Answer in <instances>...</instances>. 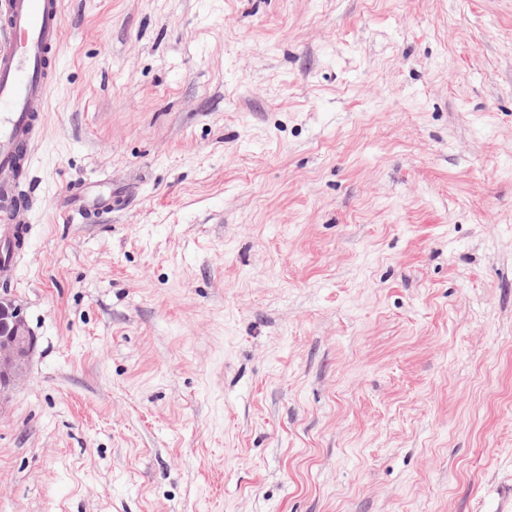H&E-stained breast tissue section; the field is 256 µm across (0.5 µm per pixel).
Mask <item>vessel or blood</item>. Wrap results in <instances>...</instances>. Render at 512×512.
<instances>
[{
    "label": "vessel or blood",
    "mask_w": 512,
    "mask_h": 512,
    "mask_svg": "<svg viewBox=\"0 0 512 512\" xmlns=\"http://www.w3.org/2000/svg\"><path fill=\"white\" fill-rule=\"evenodd\" d=\"M64 29L62 0H0V186L46 110L49 72Z\"/></svg>",
    "instance_id": "obj_1"
}]
</instances>
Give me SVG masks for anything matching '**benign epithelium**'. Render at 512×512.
<instances>
[{
  "instance_id": "1",
  "label": "benign epithelium",
  "mask_w": 512,
  "mask_h": 512,
  "mask_svg": "<svg viewBox=\"0 0 512 512\" xmlns=\"http://www.w3.org/2000/svg\"><path fill=\"white\" fill-rule=\"evenodd\" d=\"M35 338L14 302L0 298V393L21 380Z\"/></svg>"
}]
</instances>
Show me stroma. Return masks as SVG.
Wrapping results in <instances>:
<instances>
[{
	"label": "stroma",
	"mask_w": 512,
	"mask_h": 512,
	"mask_svg": "<svg viewBox=\"0 0 512 512\" xmlns=\"http://www.w3.org/2000/svg\"><path fill=\"white\" fill-rule=\"evenodd\" d=\"M63 7L0 512H512V0Z\"/></svg>",
	"instance_id": "obj_1"
}]
</instances>
